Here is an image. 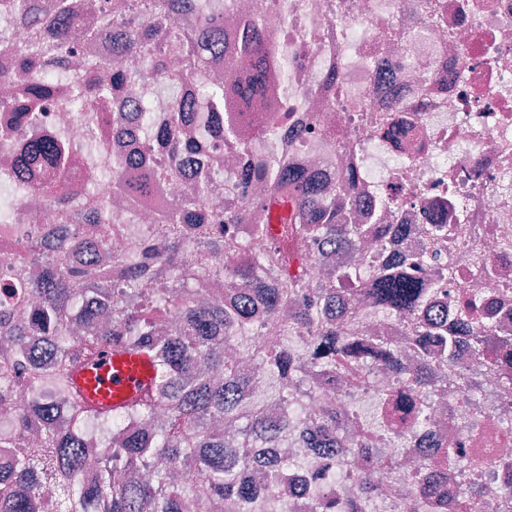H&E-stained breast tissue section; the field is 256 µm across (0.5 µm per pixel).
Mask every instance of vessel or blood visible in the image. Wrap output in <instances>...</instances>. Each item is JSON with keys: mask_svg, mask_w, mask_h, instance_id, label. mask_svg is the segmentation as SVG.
<instances>
[{"mask_svg": "<svg viewBox=\"0 0 512 512\" xmlns=\"http://www.w3.org/2000/svg\"><path fill=\"white\" fill-rule=\"evenodd\" d=\"M155 377L149 351L112 344L75 365L71 387L86 409L109 414L148 400Z\"/></svg>", "mask_w": 512, "mask_h": 512, "instance_id": "1", "label": "vessel or blood"}]
</instances>
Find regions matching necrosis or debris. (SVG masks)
Wrapping results in <instances>:
<instances>
[{
    "label": "necrosis or debris",
    "mask_w": 512,
    "mask_h": 512,
    "mask_svg": "<svg viewBox=\"0 0 512 512\" xmlns=\"http://www.w3.org/2000/svg\"><path fill=\"white\" fill-rule=\"evenodd\" d=\"M46 0L0 11V39L24 51L34 37L47 46L45 67L63 78L35 101L33 124L16 127L4 104L40 85L39 72L0 80V301L7 286L31 284L45 269L30 249L60 255L68 240L92 239L91 269L120 303L135 307L134 263L162 265L169 251L161 220L195 198L205 224L217 227L231 207L256 203L264 181L249 175L246 156L269 158L315 175L328 187L352 177L355 223L404 228L402 250L435 253L439 313L457 331L456 304L477 290L496 308L494 325L512 337V0H208L224 21V51L191 80L154 74L128 82L130 67L108 32L85 36L77 22L62 43L41 26ZM197 4L177 12L158 37L160 58L182 63L181 34L198 23ZM256 23L264 38L266 92L261 109L243 112L232 93L240 31ZM102 63L112 78L105 96L77 99L74 75ZM224 85L223 102L205 86ZM185 132L178 156L163 149L173 112ZM64 146L67 159L36 173L20 160L32 142ZM172 169L156 194L136 200L117 182L129 163ZM68 186L71 203L45 196L36 183ZM448 227L438 237L435 225ZM357 320L386 337L408 365L416 363L411 321L357 306ZM478 389H468L474 373ZM314 390L295 411L319 416L332 407L350 421L334 456L309 448L303 428L281 434L277 450L294 463L285 480L258 486L249 503L227 498L193 502L185 512H307L306 494L322 469L335 475V512L352 502L363 512H512V364L479 362L460 340L448 362V385L427 395L426 422L405 424L391 399L397 380L376 365L333 382L309 374ZM453 442L459 465L449 470L445 496L416 478L436 441ZM379 487L363 500L361 479ZM469 510H461V502Z\"/></svg>",
    "instance_id": "necrosis-or-debris-1"
}]
</instances>
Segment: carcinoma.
<instances>
[{
    "mask_svg": "<svg viewBox=\"0 0 512 512\" xmlns=\"http://www.w3.org/2000/svg\"><path fill=\"white\" fill-rule=\"evenodd\" d=\"M181 0H150L149 18L122 32L126 55L134 59L153 57V37L177 11ZM77 8L70 0H55L46 13L47 23L61 41L71 33ZM217 19L201 15L200 32L183 34L186 54L194 59L201 54L200 43L212 48L218 43ZM242 54L255 67L262 59V41L254 35L242 45ZM109 75L105 66L94 70L88 88L103 93ZM156 171L132 170L121 182L129 196L145 198L154 190ZM338 198H326L316 180L290 168H281L269 182L268 193L259 203L233 210L226 221L251 224L258 235L270 242V252L255 263L275 265L279 279L272 284L253 283L252 296L239 304L224 307V301L205 304L195 302L189 293V277L199 273L219 252L235 251L239 243L226 234L218 240L203 231L199 238L197 259L188 266L180 254L183 225L196 221L193 203L185 201L167 216L162 227L170 240L166 262L178 272L176 283L157 290L146 288L142 304L124 308L110 288L82 284V270L52 261L40 280L23 288L18 300L25 302L36 295L41 299L37 321L42 335L31 336L11 317V309L0 310V331L6 334L0 346V390L10 391L24 384L32 393L31 408L20 414L9 430L0 429V445H14L15 453L9 472L0 470V512H183L184 501L202 494L212 500L237 497L248 502L253 494L246 472L261 469L270 485L278 484L288 472L289 462L278 457L275 447L278 434L290 423L315 427L313 447L330 451L336 447L344 420L332 410L314 421L283 415L271 420L259 412L241 415L251 375L242 373L232 363L224 362V330L245 323L256 307L279 324L285 337L299 336L314 354V363L328 366L338 357L364 360L363 345L369 343L381 356L382 363L409 386L421 393L436 381L430 357L434 343L453 347L447 321L428 315L433 297L414 270L427 265L422 254H408L398 248L400 228L393 224H349L345 206L352 202L353 185L346 178L336 182ZM379 234L388 242L389 256L375 266L357 260L350 271L356 287L338 295L336 280L312 285L306 278V251L309 244L354 242ZM362 295L373 310L384 311L416 320L413 341L418 351V365L407 367L381 338L369 340L362 335L354 319L355 296ZM180 310L182 328L178 336L154 335L151 313L163 307ZM88 319L89 335L78 338L61 335L62 327L76 313ZM482 297L469 292L458 312V320L477 330L472 337L476 356L494 362L508 358L512 339L496 336L487 327ZM120 342L128 347L146 346L156 361L153 396L136 406L112 414L86 410L70 387V374L81 360L100 348ZM53 355L55 367L44 371L31 355L33 351ZM254 356L261 359L269 372L283 378L296 372L298 360L284 346L266 350L254 346ZM224 370V383H215L199 371L200 364ZM48 385L62 395L61 405L41 400V388ZM170 406L172 421L167 429L146 435L143 424L158 403ZM224 417L237 421L241 442L236 448L224 445V437L210 430V420ZM112 435L116 446L90 447L85 437L89 425ZM32 426H42L45 433L39 447L24 444L23 435ZM100 456L97 478L90 483L77 480L87 457ZM186 470L197 466L207 469L209 483L203 489L176 485L169 479V468ZM40 480L53 487L47 501L36 498L30 483Z\"/></svg>",
    "mask_w": 512,
    "mask_h": 512,
    "instance_id": "1",
    "label": "carcinoma"
}]
</instances>
